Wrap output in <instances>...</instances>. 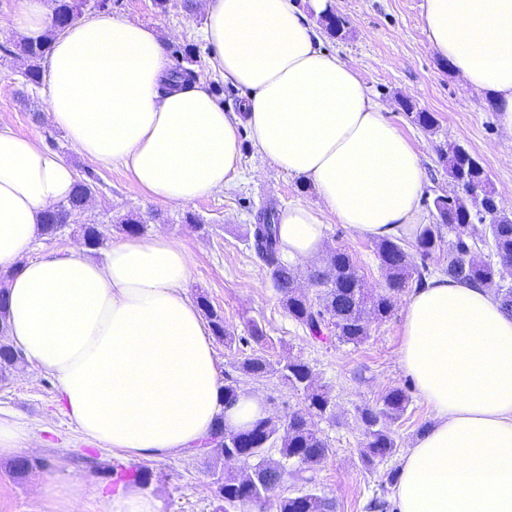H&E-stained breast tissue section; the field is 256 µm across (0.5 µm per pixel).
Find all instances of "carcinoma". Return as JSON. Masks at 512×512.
Returning <instances> with one entry per match:
<instances>
[{
  "instance_id": "1",
  "label": "carcinoma",
  "mask_w": 512,
  "mask_h": 512,
  "mask_svg": "<svg viewBox=\"0 0 512 512\" xmlns=\"http://www.w3.org/2000/svg\"><path fill=\"white\" fill-rule=\"evenodd\" d=\"M85 0H51L54 30L65 28L83 11ZM330 37L341 38L345 21L336 15L319 20ZM50 50V40L24 41L16 44V55L28 62L24 72L27 82L42 81L41 62ZM438 156L452 182L463 187L453 197L434 200L438 222L423 224L415 235L414 248L419 261H414L402 239H381L376 254L384 272L385 286L372 292L363 286L352 256L343 249L331 250L321 267L308 273L312 296L296 281L295 269L284 261L278 236V213L269 206L261 210L257 223L250 225L246 240L269 274L280 301L294 321L304 326L309 337L317 341L332 338L343 344L360 345L370 335V320H384L392 312V297L412 285L424 284L430 274L428 260L448 254V276L472 284L497 297L505 310L512 313V214L499 205L495 187L489 180L477 154L462 145L438 149ZM98 176L84 171L72 196L47 211L41 220L42 234L53 236L69 225L73 214L84 209L93 196ZM486 225L487 236H476L473 221ZM120 230L138 235L147 225L125 215L118 221ZM75 231L86 247L96 250L103 244L104 229L100 224H78ZM491 240L496 260H470L468 254L479 244ZM215 338L232 348L237 336L224 326V316L214 309L207 297L198 296ZM6 303L0 296V381H6L21 369L23 357L6 341ZM253 379L275 376L293 391L304 395V407L284 416L267 415L242 431L238 438H227L218 426L208 442L207 453L216 457L242 456V466L235 473L223 472L213 481V493L219 502L217 512L228 505L239 512H336V503L316 483V472L331 448L318 428V422L335 416V399L331 386L314 382V372L305 362L283 358L275 362L251 353L238 366ZM410 396L403 388L388 390L375 404L357 408L364 442L358 449L367 470L374 469L399 452L392 429L405 414ZM278 449L280 459L269 458ZM298 464L294 480L297 495L280 497L277 490L288 464Z\"/></svg>"
}]
</instances>
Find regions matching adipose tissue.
Returning a JSON list of instances; mask_svg holds the SVG:
<instances>
[{
    "label": "adipose tissue",
    "mask_w": 512,
    "mask_h": 512,
    "mask_svg": "<svg viewBox=\"0 0 512 512\" xmlns=\"http://www.w3.org/2000/svg\"><path fill=\"white\" fill-rule=\"evenodd\" d=\"M202 36L226 83L246 90L225 111L202 80L173 79L157 30L102 11L74 21L46 57L47 119L81 156L121 164L172 205L224 190L241 170L239 131L262 159L310 180L317 205L279 218L288 262L316 256L324 213L372 239L413 236L424 172L356 71L326 52L294 0H203ZM431 47L474 89L490 92L512 131V0H425ZM52 24L48 0H19L23 38ZM77 174L57 153L0 123V267L8 335L52 372L85 437L140 458L239 430L264 417L259 399L224 398L203 319L183 288L190 253L166 235L112 242L103 260L75 249L25 259ZM400 363L436 414L403 457L393 512H512V313L447 276L410 295Z\"/></svg>",
    "instance_id": "ef3b65f1"
}]
</instances>
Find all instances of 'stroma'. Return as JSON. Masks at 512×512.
Returning <instances> with one entry per match:
<instances>
[{
    "label": "stroma",
    "instance_id": "35a3bbf8",
    "mask_svg": "<svg viewBox=\"0 0 512 512\" xmlns=\"http://www.w3.org/2000/svg\"><path fill=\"white\" fill-rule=\"evenodd\" d=\"M202 0H170L159 9L154 0H112L114 16L155 25L165 47L192 43L200 57L194 65L199 78L220 84L215 98L226 111H238L245 97L242 89L223 84L210 62L211 51L201 38ZM424 0H332L347 22L342 39H324V47L338 54L358 74L371 96L382 104L391 123L411 144L424 169L420 207L425 223L435 221L433 200L452 193L437 150L458 143L476 152L498 196L512 212V133L507 132L492 110L489 97L468 85L447 60L431 48L423 23ZM16 0H0V121L16 133L37 139L68 159L76 171L94 169L100 182L81 224H101L107 241L122 239L118 217L140 215L148 234L162 233L182 244L193 266L186 285L190 298L205 295L224 316V324L236 336H247L249 321H257L265 333L263 343L227 349L215 342L219 375L238 377L242 392L260 397L268 412L285 414L302 407L304 396L283 386L277 377L261 380L242 375L241 359L256 353L276 361L290 356L308 363L321 384L332 385L336 417L321 422L331 453L317 472L320 489L336 503V512H370L373 498L388 499L390 471L400 457L364 469L357 450L364 440L357 409L375 403L389 389L405 388L411 404L395 426L401 448H411L423 428L432 426L434 412L419 396L400 363L402 324L407 302L399 294L389 318L372 322L370 336L362 344L319 343L284 310L280 297L244 237L245 225L254 223L265 206L284 209L296 203L316 204L314 185L260 161L250 132L241 135L242 170L224 191L175 206L147 197L128 178L123 166L92 167L76 154L64 133L46 119V86L25 84L24 65L12 56L19 36L10 26ZM410 100L417 111L434 115L432 130L420 127L414 114L404 112L401 100ZM198 218L199 227L185 221ZM325 247L341 248L353 258L365 288L377 290L384 275L373 239L354 234L324 214ZM0 412L13 416L29 430L31 439L20 449L23 457L38 460L32 473L20 477L11 459L0 458V512H67L57 495L58 485L70 480L87 484L89 491L78 512H110L111 498L127 490L115 479L114 466L141 465L152 473L147 495L158 501V512H214V472L236 471L237 463L218 461L195 448L180 454L138 459L107 447L77 432L51 373L24 365L9 380L0 381Z\"/></svg>",
    "mask_w": 512,
    "mask_h": 512
}]
</instances>
